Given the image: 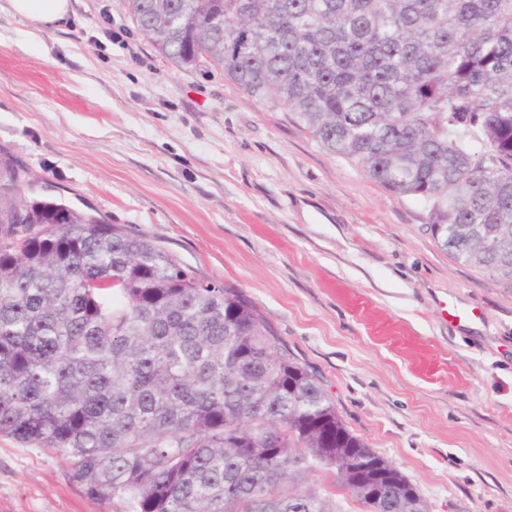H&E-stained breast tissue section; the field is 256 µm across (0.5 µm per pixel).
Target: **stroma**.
I'll use <instances>...</instances> for the list:
<instances>
[{
    "label": "stroma",
    "mask_w": 512,
    "mask_h": 512,
    "mask_svg": "<svg viewBox=\"0 0 512 512\" xmlns=\"http://www.w3.org/2000/svg\"><path fill=\"white\" fill-rule=\"evenodd\" d=\"M72 10L35 41L0 0V146L43 194L240 289L427 512H512V286L441 248L424 204L293 113L221 67H177L122 0ZM449 302L481 316L453 320ZM69 472L0 436V512H131Z\"/></svg>",
    "instance_id": "obj_1"
}]
</instances>
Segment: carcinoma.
I'll list each match as a JSON object with an SVG mask.
<instances>
[{"label": "carcinoma", "mask_w": 512, "mask_h": 512, "mask_svg": "<svg viewBox=\"0 0 512 512\" xmlns=\"http://www.w3.org/2000/svg\"><path fill=\"white\" fill-rule=\"evenodd\" d=\"M125 5L177 66H220L294 113L426 204L443 249L512 285V0ZM34 190L0 147L1 436L133 512H346L340 492L361 486L367 512H427L239 289Z\"/></svg>", "instance_id": "obj_1"}]
</instances>
